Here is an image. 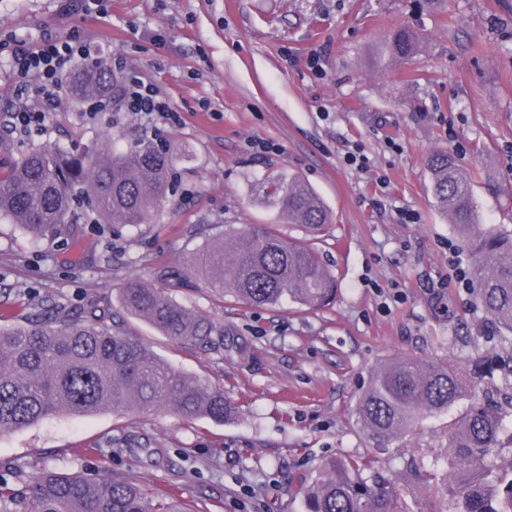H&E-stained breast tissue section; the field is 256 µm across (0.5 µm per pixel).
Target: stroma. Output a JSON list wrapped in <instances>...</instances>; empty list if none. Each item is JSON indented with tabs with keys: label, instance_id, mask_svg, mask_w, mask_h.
<instances>
[{
	"label": "stroma",
	"instance_id": "35a3bbf8",
	"mask_svg": "<svg viewBox=\"0 0 512 512\" xmlns=\"http://www.w3.org/2000/svg\"><path fill=\"white\" fill-rule=\"evenodd\" d=\"M414 27L421 50L380 69L382 35ZM80 35L119 79L153 85L176 117L152 130L132 115L87 119L63 94L46 133L13 132L18 103L5 46ZM0 134L9 157L34 146L80 154L113 140L169 148L172 190L152 223L84 224L78 243L37 240L0 221V326L45 310L110 308L122 332L166 364L223 388L224 422L164 410L58 416L0 434V487L26 493L42 470L174 492L186 512H305L303 489L337 455L366 457L371 475L411 490L414 512H458L445 486L448 428L472 400L498 404L512 432V334L495 328L474 289L448 283L472 260L428 191L426 159L453 153L473 173L481 227L512 235V0H104L62 12L58 0H0ZM264 139L274 152L259 156ZM363 150L367 169L349 165ZM308 183L331 215L314 233L283 219L265 191L276 175ZM416 213L405 223L401 211ZM249 224L314 247L336 277L320 309L247 306L203 282L166 292L223 323L224 349L203 352L127 313L132 280ZM481 360L474 399L377 444L355 407L373 375L401 358Z\"/></svg>",
	"mask_w": 512,
	"mask_h": 512
}]
</instances>
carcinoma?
Masks as SVG:
<instances>
[{"mask_svg":"<svg viewBox=\"0 0 512 512\" xmlns=\"http://www.w3.org/2000/svg\"><path fill=\"white\" fill-rule=\"evenodd\" d=\"M420 44V34L410 26L389 30L381 41L380 67L413 57ZM117 86L112 71L88 64L72 75L69 91L75 97H96ZM427 168L437 206L472 255L478 302L498 329L512 332V237L484 231L475 222L470 173L448 151L430 155ZM270 185L288 223L313 230L329 223L320 197L298 176L282 174ZM77 187L94 198L95 223L147 224L168 193L167 152L151 142L83 155L33 147L17 160L0 163V219L37 239H73L84 221L73 205ZM157 276L167 282L193 277L249 306L288 298L317 308L336 291V277L318 254L282 239L270 224L226 231L222 242ZM124 304L175 341L202 350L224 348V325L187 311L159 288L131 283L124 288ZM479 376L478 367L468 378L445 364L390 363L360 396L357 420L373 439L388 441L473 394ZM109 407L122 414L165 409L214 422L231 412L223 389L163 363L95 306L0 327V433ZM501 433L498 414L488 407L474 405L454 421L448 456L463 467L451 470L446 490L458 498L459 512H512V459L492 468L484 465V458L501 446ZM366 470V461L348 456L323 463L305 492V512H412L394 484L365 478ZM22 503V512H183L174 498L152 499L129 480L53 471L34 478Z\"/></svg>","mask_w":512,"mask_h":512,"instance_id":"cac0c4a2","label":"carcinoma"}]
</instances>
